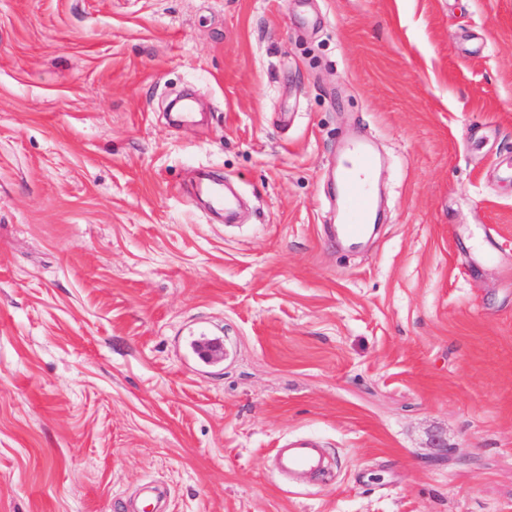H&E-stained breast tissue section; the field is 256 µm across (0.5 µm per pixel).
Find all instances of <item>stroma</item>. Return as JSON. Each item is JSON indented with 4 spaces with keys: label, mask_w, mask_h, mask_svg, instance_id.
<instances>
[{
    "label": "stroma",
    "mask_w": 512,
    "mask_h": 512,
    "mask_svg": "<svg viewBox=\"0 0 512 512\" xmlns=\"http://www.w3.org/2000/svg\"><path fill=\"white\" fill-rule=\"evenodd\" d=\"M183 91L203 123L170 124ZM349 130L378 231L346 252ZM295 435L332 476L271 472ZM149 482L165 512H512V0H0V512Z\"/></svg>",
    "instance_id": "stroma-1"
}]
</instances>
